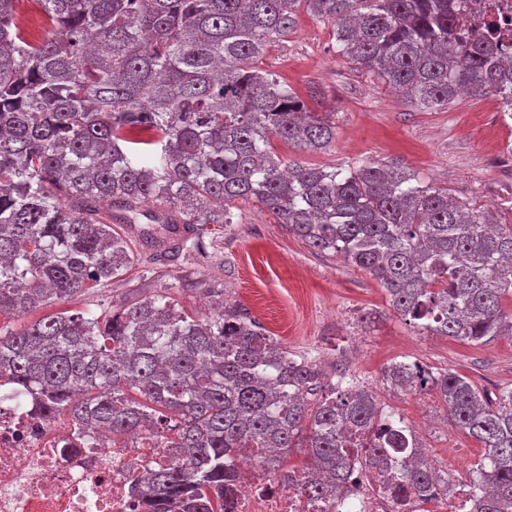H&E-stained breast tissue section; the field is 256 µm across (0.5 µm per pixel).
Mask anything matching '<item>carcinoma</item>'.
Returning <instances> with one entry per match:
<instances>
[{
    "mask_svg": "<svg viewBox=\"0 0 512 512\" xmlns=\"http://www.w3.org/2000/svg\"><path fill=\"white\" fill-rule=\"evenodd\" d=\"M46 34L0 0V315L76 302L142 258L189 248L207 268L209 224L253 200L288 233L368 272L406 321L483 344L512 335V225L491 224L401 164L346 169L286 161L272 140L320 152L336 124L254 66L296 27L331 23L338 53L412 105L446 109L495 96L512 120V55L460 37L454 0H35ZM150 203L153 210L143 212ZM149 224L135 227L136 216ZM181 283L100 312L74 309L0 328V377L35 388L47 414L107 432L174 424L177 461L146 474L153 512H226L235 454L273 471L295 448L301 492L336 495L359 462L394 458L381 481L396 502L448 498V475L415 456L407 428L381 426L369 388L335 382L236 305L183 310ZM394 388L432 392L480 442L476 512H512V389L496 400L468 378L391 364Z\"/></svg>",
    "mask_w": 512,
    "mask_h": 512,
    "instance_id": "obj_1",
    "label": "carcinoma"
}]
</instances>
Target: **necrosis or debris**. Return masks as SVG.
I'll list each match as a JSON object with an SVG mask.
<instances>
[{
    "instance_id": "obj_1",
    "label": "necrosis or debris",
    "mask_w": 512,
    "mask_h": 512,
    "mask_svg": "<svg viewBox=\"0 0 512 512\" xmlns=\"http://www.w3.org/2000/svg\"><path fill=\"white\" fill-rule=\"evenodd\" d=\"M469 29L512 49V0H460ZM39 393L0 378V512H141L131 494L137 478L172 461L168 435L109 436L71 413L48 417ZM236 469L231 512H396L372 475L353 468L334 508L303 496L297 479L281 480L250 453Z\"/></svg>"
}]
</instances>
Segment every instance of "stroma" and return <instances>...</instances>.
Returning <instances> with one entry per match:
<instances>
[{"label": "stroma", "mask_w": 512, "mask_h": 512, "mask_svg": "<svg viewBox=\"0 0 512 512\" xmlns=\"http://www.w3.org/2000/svg\"><path fill=\"white\" fill-rule=\"evenodd\" d=\"M299 96L321 91L316 112L334 113L336 138L325 151L303 153L275 142L277 154L317 166L345 167L371 159L400 162L426 183L445 187L489 214L512 224V119L497 97H471L445 110L426 111L392 93L379 79L336 51L330 23L299 10L297 25L258 63ZM234 222L210 225L208 241L221 263L213 274L225 302L246 308L300 357L326 371L341 370L374 390L381 404L409 422L428 421L422 439L441 469L473 480L484 449L449 425L432 394H409L383 380L387 365L417 361L435 371L468 377L489 394L512 388V336L473 345L405 324L378 282L340 256L315 252L253 201L238 202ZM185 259L164 265L145 279L132 266L88 302H119L130 289L160 288L184 278Z\"/></svg>", "instance_id": "stroma-1"}]
</instances>
